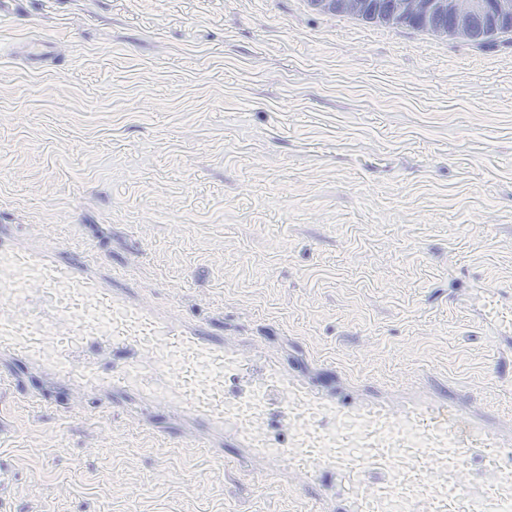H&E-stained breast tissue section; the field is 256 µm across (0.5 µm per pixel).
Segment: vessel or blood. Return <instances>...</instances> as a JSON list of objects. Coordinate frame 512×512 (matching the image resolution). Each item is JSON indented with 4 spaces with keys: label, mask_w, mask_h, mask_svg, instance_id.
Returning <instances> with one entry per match:
<instances>
[{
    "label": "vessel or blood",
    "mask_w": 512,
    "mask_h": 512,
    "mask_svg": "<svg viewBox=\"0 0 512 512\" xmlns=\"http://www.w3.org/2000/svg\"><path fill=\"white\" fill-rule=\"evenodd\" d=\"M481 312L512 340V301ZM111 430L166 420V445L244 462L257 489L297 479L321 512H512V423L445 388L376 387L298 369L212 322L161 307L52 225L0 224V384Z\"/></svg>",
    "instance_id": "vessel-or-blood-1"
}]
</instances>
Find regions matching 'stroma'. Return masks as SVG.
Here are the masks:
<instances>
[{"mask_svg": "<svg viewBox=\"0 0 512 512\" xmlns=\"http://www.w3.org/2000/svg\"><path fill=\"white\" fill-rule=\"evenodd\" d=\"M0 223L229 336L512 414V32L427 42L300 0H0ZM0 387V512H316L236 462ZM166 478H158L159 469ZM507 288H484L480 296L481 312L485 319L491 322L501 339H511L512 342V292ZM511 294V302L506 301V295Z\"/></svg>", "mask_w": 512, "mask_h": 512, "instance_id": "35a3bbf8", "label": "stroma"}]
</instances>
